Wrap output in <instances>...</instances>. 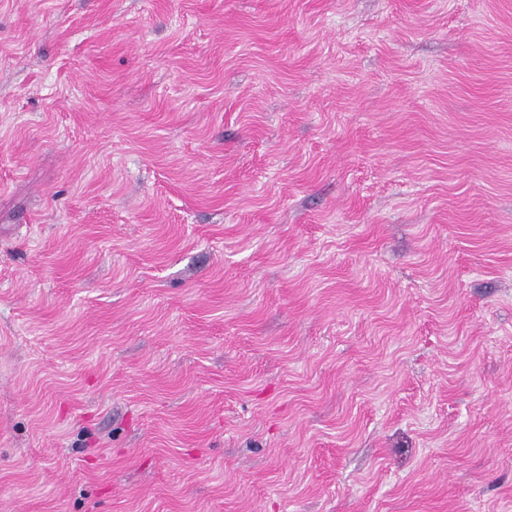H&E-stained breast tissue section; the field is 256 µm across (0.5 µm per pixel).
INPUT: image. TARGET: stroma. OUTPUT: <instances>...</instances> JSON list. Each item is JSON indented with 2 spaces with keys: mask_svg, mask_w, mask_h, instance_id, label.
<instances>
[{
  "mask_svg": "<svg viewBox=\"0 0 512 512\" xmlns=\"http://www.w3.org/2000/svg\"><path fill=\"white\" fill-rule=\"evenodd\" d=\"M0 512H512V0H0Z\"/></svg>",
  "mask_w": 512,
  "mask_h": 512,
  "instance_id": "35a3bbf8",
  "label": "stroma"
}]
</instances>
